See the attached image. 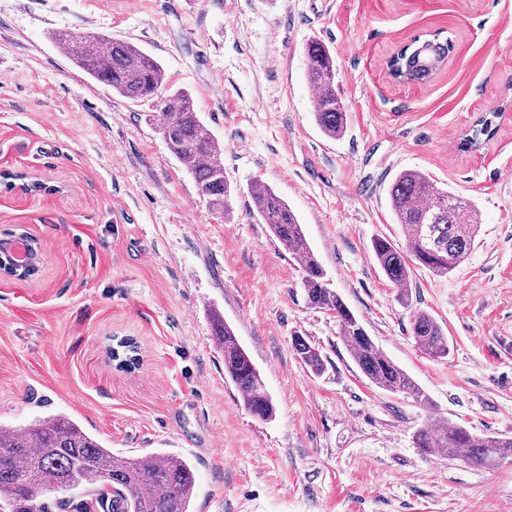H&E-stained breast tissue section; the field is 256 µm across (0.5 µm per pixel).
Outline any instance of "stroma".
I'll use <instances>...</instances> for the list:
<instances>
[{
    "mask_svg": "<svg viewBox=\"0 0 512 512\" xmlns=\"http://www.w3.org/2000/svg\"><path fill=\"white\" fill-rule=\"evenodd\" d=\"M60 32L129 41L185 89L224 151L229 214H213L170 154L151 103L76 67ZM452 49L424 83L390 56L417 36ZM327 44L348 112L322 135L305 46ZM491 131L467 140L479 121ZM405 169L472 200L481 230L439 277L414 269L411 307L370 252L403 244L389 201ZM0 234L41 247L31 279L0 278V423L64 414L112 451L190 460L192 512H512V457L492 466L416 447L435 420L512 435V0H0ZM261 180L304 227L325 280L429 399L371 383L303 270L252 217ZM432 314L450 353L410 332ZM231 326L270 393L262 421L224 376L212 329ZM308 337L325 369L292 347ZM128 339L134 369L109 350ZM411 334L417 346L432 358H445L449 354L448 336L437 320L425 310H414Z\"/></svg>",
    "mask_w": 512,
    "mask_h": 512,
    "instance_id": "35a3bbf8",
    "label": "stroma"
}]
</instances>
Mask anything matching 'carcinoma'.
<instances>
[{
  "label": "carcinoma",
  "mask_w": 512,
  "mask_h": 512,
  "mask_svg": "<svg viewBox=\"0 0 512 512\" xmlns=\"http://www.w3.org/2000/svg\"><path fill=\"white\" fill-rule=\"evenodd\" d=\"M69 59L94 81L132 102L154 101L162 113L159 130L174 157L193 175L197 192L212 211L226 210L228 183L223 150L200 119L190 95L166 89L165 70L152 56L123 40L93 34L59 35ZM434 61L429 70L417 68L414 56L399 58L393 67L400 79L424 81L448 57V43L428 40L421 46ZM307 81L315 91L313 113L321 132L336 139L347 129L346 106L336 93V60L320 40L306 45ZM249 193L253 213L273 236L298 258L304 271L303 288L310 308L335 314L341 342L363 375L378 387L426 403L416 382L375 343L359 318L326 286L324 272L309 246L297 216L267 184L254 182ZM396 223L406 228V243L398 247L386 237L372 240L371 251L398 300L408 305L413 267L418 265L446 277L470 254L479 232L475 205L453 191L439 189L418 170L396 175L389 189ZM411 334L432 358L449 354L448 336L424 310L413 311ZM214 335L224 352V375L256 417L275 412L260 373L224 319L214 317ZM298 357L312 372L324 370L318 348L306 337L292 341ZM426 453L490 465L512 454V437L482 436L461 425L426 424L415 434ZM195 477L193 466L171 453L138 457L114 453L65 415H49L24 427L0 424V512H48L43 497L54 490L82 489L95 503L109 502L116 512H191ZM93 503V504H95ZM93 504L85 505L89 512Z\"/></svg>",
  "instance_id": "1"
}]
</instances>
